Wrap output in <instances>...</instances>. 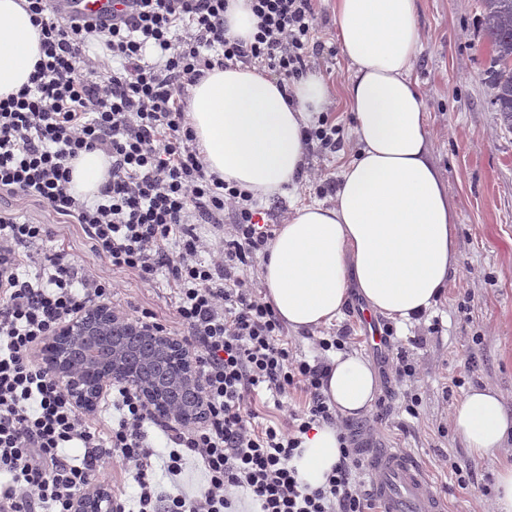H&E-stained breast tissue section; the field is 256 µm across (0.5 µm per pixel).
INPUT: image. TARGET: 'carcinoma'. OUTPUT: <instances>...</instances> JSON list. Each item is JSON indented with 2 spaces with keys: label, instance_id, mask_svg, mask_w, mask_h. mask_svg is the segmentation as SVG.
I'll return each mask as SVG.
<instances>
[{
  "label": "carcinoma",
  "instance_id": "obj_1",
  "mask_svg": "<svg viewBox=\"0 0 512 512\" xmlns=\"http://www.w3.org/2000/svg\"><path fill=\"white\" fill-rule=\"evenodd\" d=\"M488 45L482 71L491 89L489 104L512 129V0H479Z\"/></svg>",
  "mask_w": 512,
  "mask_h": 512
}]
</instances>
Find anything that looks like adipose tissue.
I'll return each instance as SVG.
<instances>
[{
    "label": "adipose tissue",
    "instance_id": "obj_1",
    "mask_svg": "<svg viewBox=\"0 0 512 512\" xmlns=\"http://www.w3.org/2000/svg\"><path fill=\"white\" fill-rule=\"evenodd\" d=\"M24 2L0 0V98L27 85L40 58L39 31ZM417 12V0H334L336 36L349 63L343 94L360 148L339 172L334 204L297 208L269 245L265 298L293 333L339 320L354 295L397 323L416 321L456 272L457 213L412 78ZM187 91L186 117L209 173L261 199L303 174V131L329 99L321 78L289 84L236 65L206 71ZM111 166L103 151L80 152L72 191L93 196ZM322 393L340 418L364 415L378 393L376 371L359 353H335ZM452 421L478 458L512 438V412L489 386L467 391ZM338 436L328 424L305 436L294 464L312 486L339 462Z\"/></svg>",
    "mask_w": 512,
    "mask_h": 512
}]
</instances>
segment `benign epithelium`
<instances>
[{
	"mask_svg": "<svg viewBox=\"0 0 512 512\" xmlns=\"http://www.w3.org/2000/svg\"><path fill=\"white\" fill-rule=\"evenodd\" d=\"M40 356L81 409L122 383L157 417L177 424L201 418V383L186 342L108 304L61 324L43 341ZM74 512H112V499L103 489L81 495Z\"/></svg>",
	"mask_w": 512,
	"mask_h": 512,
	"instance_id": "7a95c632",
	"label": "benign epithelium"
}]
</instances>
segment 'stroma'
<instances>
[{
    "mask_svg": "<svg viewBox=\"0 0 512 512\" xmlns=\"http://www.w3.org/2000/svg\"><path fill=\"white\" fill-rule=\"evenodd\" d=\"M421 42L414 72L423 94L433 159L448 185L458 215V272L438 303L417 321L397 324L390 344L372 346L357 320L360 299L331 325L289 334L294 357L314 361L316 339L345 335L348 351L368 358L379 378V394L368 414L342 422L357 448H392L417 460L447 512H488L495 472L512 463V447L473 458L449 416L464 392L492 386L512 406V129L489 105L482 80L487 54L477 0H418ZM319 74L330 103L314 124L336 127L335 148L312 143L306 149L309 176L283 193L258 201L264 223L283 224L295 208L333 203L338 174L358 154L353 114L343 96L348 75L343 54L322 62ZM0 209L46 224L58 243L81 266L110 277L114 307L134 318L147 312L164 326L174 322V304L163 278L145 281L111 269L96 252L81 224L42 207L30 196L2 195ZM405 351L416 366L413 377H397L390 361ZM417 399L415 413L406 405ZM467 467L473 482L459 484L455 467Z\"/></svg>",
    "mask_w": 512,
    "mask_h": 512,
    "instance_id": "35a3bbf8",
    "label": "stroma"
}]
</instances>
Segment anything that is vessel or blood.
<instances>
[{"label":"vessel or blood","mask_w":512,"mask_h":512,"mask_svg":"<svg viewBox=\"0 0 512 512\" xmlns=\"http://www.w3.org/2000/svg\"><path fill=\"white\" fill-rule=\"evenodd\" d=\"M62 17L79 15L99 22L112 19V0H74L61 7ZM372 493L384 512H443L444 502L431 489L424 471L397 450L382 449L369 457Z\"/></svg>","instance_id":"1"}]
</instances>
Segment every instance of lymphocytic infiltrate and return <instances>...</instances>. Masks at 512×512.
<instances>
[{"instance_id": "lymphocytic-infiltrate-1", "label": "lymphocytic infiltrate", "mask_w": 512, "mask_h": 512, "mask_svg": "<svg viewBox=\"0 0 512 512\" xmlns=\"http://www.w3.org/2000/svg\"><path fill=\"white\" fill-rule=\"evenodd\" d=\"M122 2L105 26L62 19L53 0H27L42 57L30 85L0 100V194L30 195L74 217L112 268L146 281L165 271L207 415L173 426L123 386L103 411L76 407L36 351L64 320L111 303L112 284L70 260L47 225L0 212V512H72L79 495L108 484L112 459L133 466L138 485L135 498L113 495L115 512H239L238 489L255 512H373L355 479L368 464L348 434L321 486L293 464L304 435L335 422L321 393L328 361L293 358L273 307L243 279L272 231L257 222L249 194L207 174L182 101L217 65L258 63L294 81L312 59L335 55L315 38L312 0H250L258 23L247 44L225 36L230 0ZM95 42L115 68L97 71L86 55ZM93 150L110 155L112 168L89 202L71 194L69 163ZM207 232L218 238L208 262L199 256ZM292 387L307 407L257 424L259 392L281 411ZM153 431L169 449L166 490L149 478ZM190 469L202 477L195 493L182 482Z\"/></svg>"}]
</instances>
